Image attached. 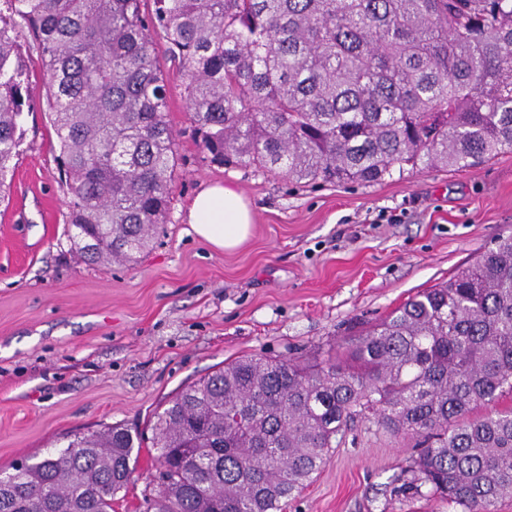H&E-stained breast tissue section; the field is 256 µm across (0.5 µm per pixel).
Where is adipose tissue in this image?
<instances>
[{"label":"adipose tissue","instance_id":"ef3b65f1","mask_svg":"<svg viewBox=\"0 0 512 512\" xmlns=\"http://www.w3.org/2000/svg\"><path fill=\"white\" fill-rule=\"evenodd\" d=\"M187 222L197 237L216 248L232 250L248 237L253 214L233 186L206 185L192 198Z\"/></svg>","mask_w":512,"mask_h":512}]
</instances>
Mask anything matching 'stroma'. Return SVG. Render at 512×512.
<instances>
[{
  "label": "stroma",
  "instance_id": "stroma-1",
  "mask_svg": "<svg viewBox=\"0 0 512 512\" xmlns=\"http://www.w3.org/2000/svg\"><path fill=\"white\" fill-rule=\"evenodd\" d=\"M21 45L33 90L9 204L0 206V468L106 424L148 440L155 411L224 362L327 349L512 231V151L370 185L296 184L203 161L182 77L162 50L179 154L168 220L137 265H86L64 236L69 198L41 60L29 39ZM215 183L234 184L254 215L230 251L186 222L190 199ZM391 213L400 223L386 222ZM412 445L355 420L286 512H456L392 492ZM155 455L143 445L115 512H144Z\"/></svg>",
  "mask_w": 512,
  "mask_h": 512
}]
</instances>
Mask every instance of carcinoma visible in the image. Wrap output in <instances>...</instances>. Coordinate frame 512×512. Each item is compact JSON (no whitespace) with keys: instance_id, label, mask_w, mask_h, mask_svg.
<instances>
[{"instance_id":"obj_1","label":"carcinoma","mask_w":512,"mask_h":512,"mask_svg":"<svg viewBox=\"0 0 512 512\" xmlns=\"http://www.w3.org/2000/svg\"><path fill=\"white\" fill-rule=\"evenodd\" d=\"M6 0L0 204L22 152L33 38L87 265L137 263L166 223L178 151L157 62L184 81L203 158L297 183L374 184L512 150V0ZM512 233L318 357L250 355L150 420L149 512H285L348 422L416 439L390 478L459 512L512 498ZM492 406L486 414L482 410ZM143 438L121 425L0 476V512H113Z\"/></svg>"}]
</instances>
